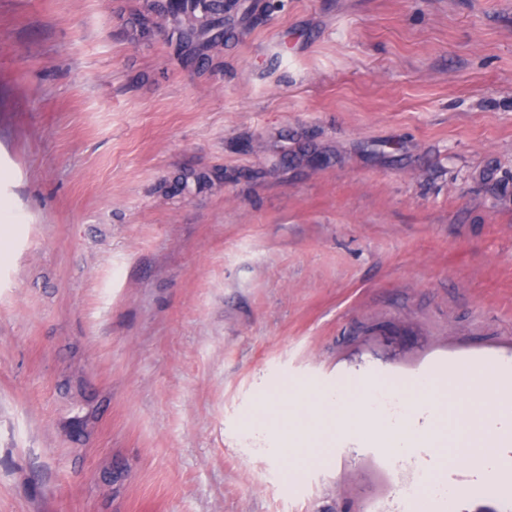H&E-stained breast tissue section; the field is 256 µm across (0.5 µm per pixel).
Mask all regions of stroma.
Here are the masks:
<instances>
[{
    "mask_svg": "<svg viewBox=\"0 0 512 512\" xmlns=\"http://www.w3.org/2000/svg\"><path fill=\"white\" fill-rule=\"evenodd\" d=\"M237 3L0 0V512H372L454 434L292 471L269 392L512 365V0ZM160 2V3H158ZM146 4L157 17L171 21L180 29V35L194 40L205 50L224 43V11L234 4L224 0H158ZM165 3V4H161Z\"/></svg>",
    "mask_w": 512,
    "mask_h": 512,
    "instance_id": "obj_1",
    "label": "stroma"
}]
</instances>
